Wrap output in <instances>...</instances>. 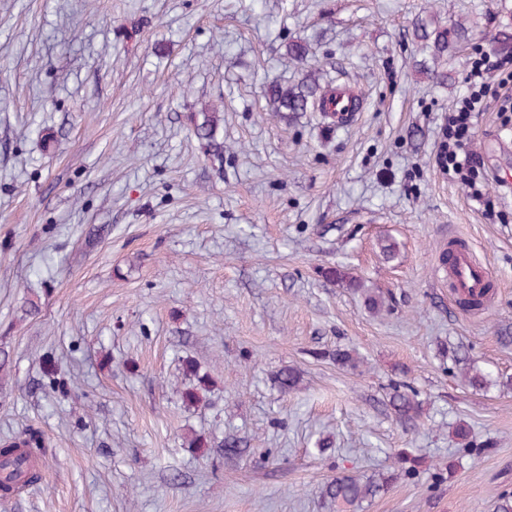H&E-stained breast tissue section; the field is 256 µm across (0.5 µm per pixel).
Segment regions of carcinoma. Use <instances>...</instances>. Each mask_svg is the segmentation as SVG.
<instances>
[{"mask_svg":"<svg viewBox=\"0 0 512 512\" xmlns=\"http://www.w3.org/2000/svg\"><path fill=\"white\" fill-rule=\"evenodd\" d=\"M417 37L423 42L424 48L431 51L433 59L442 58L448 53V40L455 38L465 40L468 33L463 29H449L431 26L428 22L418 23ZM309 49L303 41H290L287 45L288 58L300 65V77L297 83L284 86L277 81H270L265 87L268 106L273 112H307L320 106L331 87L320 84V74L308 62ZM188 132L202 145L205 156L218 165L224 161V138L220 134L221 114L210 108H202L199 112L186 115ZM327 279L335 280L361 293L365 305L379 311L387 306L386 293L378 288H367L350 272L342 267H330L323 271ZM336 364L355 370L362 363L361 358L352 349L338 348L329 354ZM454 361L464 364L462 377L468 386L475 390H488L494 386L506 388L512 386V379L494 377L483 371L466 355H453ZM46 386L55 394L68 396L70 380L55 376L47 371ZM274 384L283 391H290L297 386L299 374L291 367H284L273 374ZM388 403L395 419L405 427H412L422 414L421 401L417 391L406 381L400 380L389 384ZM456 435L464 449L473 452L479 448H489L492 443L480 441L465 426L456 428ZM44 447L43 432L32 425L19 434L0 441V496L9 498L19 496L25 491L40 485L42 481L41 468L35 450ZM397 471L373 475L338 474L328 480L322 490L325 500L338 505L348 506L357 510L366 500H371L389 487L397 476L416 473L417 458L405 451L396 454Z\"/></svg>","mask_w":512,"mask_h":512,"instance_id":"obj_1","label":"carcinoma"}]
</instances>
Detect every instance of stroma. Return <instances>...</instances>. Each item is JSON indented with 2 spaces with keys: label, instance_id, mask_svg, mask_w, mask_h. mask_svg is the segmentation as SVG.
<instances>
[{
  "label": "stroma",
  "instance_id": "35a3bbf8",
  "mask_svg": "<svg viewBox=\"0 0 512 512\" xmlns=\"http://www.w3.org/2000/svg\"><path fill=\"white\" fill-rule=\"evenodd\" d=\"M421 15L469 32L438 64L452 82L412 68ZM504 30L512 0H0V439L33 425L46 448L42 484L0 512H337L327 479L401 448L426 467L359 512H495L512 389L469 388L452 351L512 376V125L480 113L470 144L505 223L432 156ZM297 39L362 97L346 125L268 111L264 81L298 78ZM207 105L219 170L186 129ZM454 238L492 275L481 310L449 291ZM336 266L388 308L323 276ZM339 346L357 370L325 358ZM48 358L76 377L68 397L43 388ZM283 367L300 373L287 394ZM201 373L205 403H184ZM400 379L422 402L413 432L386 404ZM459 422L494 447L464 451ZM228 438L240 456L217 452Z\"/></svg>",
  "mask_w": 512,
  "mask_h": 512
}]
</instances>
